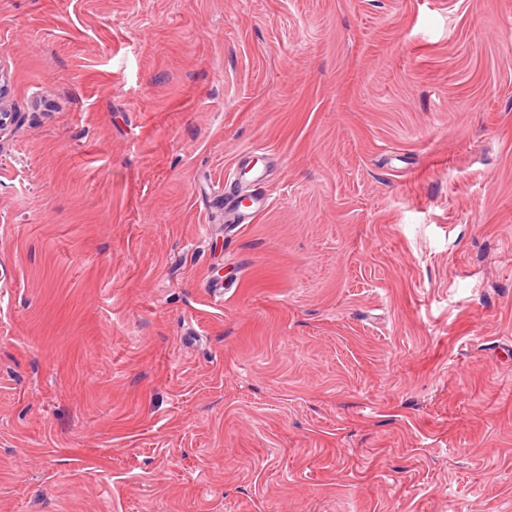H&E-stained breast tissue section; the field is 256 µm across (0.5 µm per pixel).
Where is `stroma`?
<instances>
[{
  "instance_id": "35a3bbf8",
  "label": "stroma",
  "mask_w": 512,
  "mask_h": 512,
  "mask_svg": "<svg viewBox=\"0 0 512 512\" xmlns=\"http://www.w3.org/2000/svg\"><path fill=\"white\" fill-rule=\"evenodd\" d=\"M0 70V512H512V0H0Z\"/></svg>"
}]
</instances>
